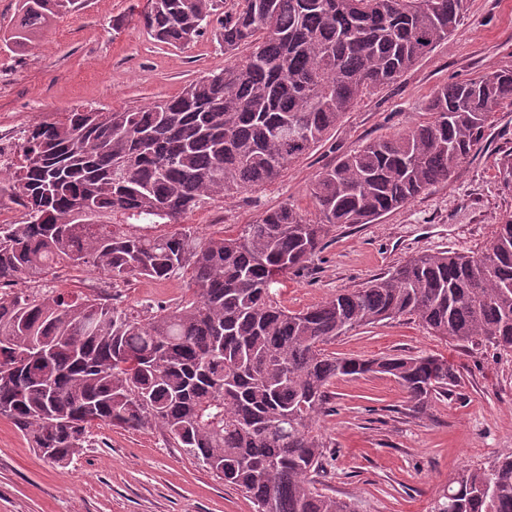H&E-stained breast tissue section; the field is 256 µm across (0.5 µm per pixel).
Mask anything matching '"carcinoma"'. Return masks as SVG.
Segmentation results:
<instances>
[{"label":"carcinoma","instance_id":"carcinoma-1","mask_svg":"<svg viewBox=\"0 0 512 512\" xmlns=\"http://www.w3.org/2000/svg\"><path fill=\"white\" fill-rule=\"evenodd\" d=\"M75 4L19 0L8 41L26 50ZM462 10L463 0H151L143 28L157 41L181 47L210 31L250 52L175 96L77 107L23 131L9 167L23 216L0 224V416L57 467L95 426L154 428L257 512H354L318 487L332 381L385 374L423 414L457 373L435 356L338 357L325 345L412 317L442 339L512 351V219L480 253H422L302 311L282 307L275 286L336 225L370 224L449 181L512 101V70L439 86L426 121L324 167L312 218L285 203L204 240L177 225L275 180L358 98L447 40ZM498 166L512 191V151ZM84 267L113 284L187 272L192 294L143 315L111 294L41 288ZM431 512H512V452L461 469Z\"/></svg>","mask_w":512,"mask_h":512}]
</instances>
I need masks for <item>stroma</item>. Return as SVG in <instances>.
Masks as SVG:
<instances>
[{
  "instance_id": "obj_1",
  "label": "stroma",
  "mask_w": 512,
  "mask_h": 512,
  "mask_svg": "<svg viewBox=\"0 0 512 512\" xmlns=\"http://www.w3.org/2000/svg\"><path fill=\"white\" fill-rule=\"evenodd\" d=\"M150 0H77L51 22L32 48L7 43L18 0H0V133L20 138L48 114L78 106L135 107L178 94L210 70L246 51H225L205 37L187 48L155 42L141 18ZM512 69V0H466L458 29L397 81L366 93L326 142L288 165L273 183L195 211L184 227L200 238L255 223L289 202L313 214L316 174L363 143L402 133L422 121V107L442 84ZM512 150V103L493 112L481 148L450 181L432 187L372 224L333 228L307 268L288 273L278 299L301 311L337 291L363 286L411 256L485 249L512 216L496 162ZM188 277L138 278L118 284L124 306L139 311L188 297ZM339 356L432 354L448 359L457 385L423 414L407 392L376 374L338 378L318 428L331 462L324 489L356 512H430L458 471L479 468L512 451V351L433 336L412 318L357 328L329 343ZM0 512H256L240 490L224 484L154 430L102 425L91 445L65 468L46 463L7 418L0 417Z\"/></svg>"
}]
</instances>
